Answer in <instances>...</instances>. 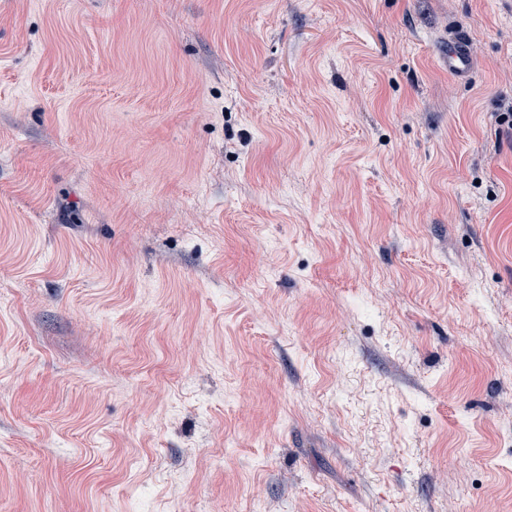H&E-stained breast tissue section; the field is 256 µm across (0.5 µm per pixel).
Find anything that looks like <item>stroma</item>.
Wrapping results in <instances>:
<instances>
[{"label":"stroma","mask_w":512,"mask_h":512,"mask_svg":"<svg viewBox=\"0 0 512 512\" xmlns=\"http://www.w3.org/2000/svg\"><path fill=\"white\" fill-rule=\"evenodd\" d=\"M509 110L512 0H0V512H512ZM471 69L467 53L458 44L448 48V72L459 78H465Z\"/></svg>","instance_id":"obj_1"}]
</instances>
